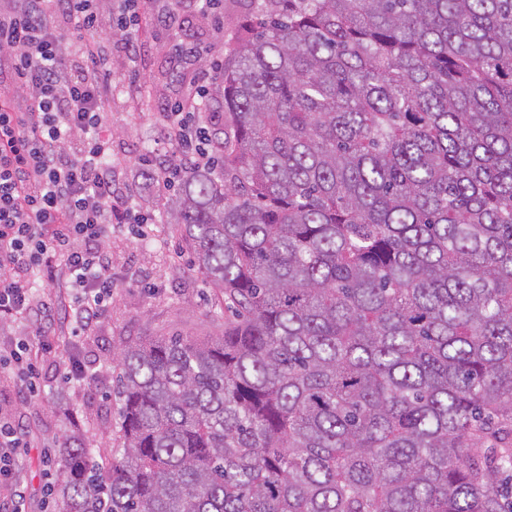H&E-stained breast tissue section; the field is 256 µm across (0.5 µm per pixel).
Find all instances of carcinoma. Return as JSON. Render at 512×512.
Listing matches in <instances>:
<instances>
[{"instance_id": "cac0c4a2", "label": "carcinoma", "mask_w": 512, "mask_h": 512, "mask_svg": "<svg viewBox=\"0 0 512 512\" xmlns=\"http://www.w3.org/2000/svg\"><path fill=\"white\" fill-rule=\"evenodd\" d=\"M170 223L224 333L117 351L55 512H512V0H249Z\"/></svg>"}]
</instances>
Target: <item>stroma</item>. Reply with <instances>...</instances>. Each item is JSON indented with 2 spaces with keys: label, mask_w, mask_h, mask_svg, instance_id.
Masks as SVG:
<instances>
[{
  "label": "stroma",
  "mask_w": 512,
  "mask_h": 512,
  "mask_svg": "<svg viewBox=\"0 0 512 512\" xmlns=\"http://www.w3.org/2000/svg\"><path fill=\"white\" fill-rule=\"evenodd\" d=\"M157 0H140L141 22L136 37L143 50L128 54L122 44L106 46L109 59L106 81L112 87L108 127L112 131V176L128 189L134 211L153 215L146 239H136L128 227L112 231V308L109 315L88 330L78 344L61 343L42 354V339L29 331L31 355L37 358L38 392L24 398V383L13 369L0 367V412L11 416L25 432L11 478L0 481V504L23 494L27 512H45L47 486L56 481L45 453L67 430L82 434L94 457H109L121 445V403L112 390L119 343L144 341L156 336L221 335L228 313L221 293L213 288L193 263L176 225L166 218L173 195L162 179L148 177L138 159L151 155L178 162L176 146L163 135V105L179 98L189 72L173 69L172 33L158 27ZM247 0H224V29L196 30L199 41L212 43L217 59L230 56L238 40V22L248 13ZM78 355L86 371L83 381L66 377L71 355Z\"/></svg>",
  "instance_id": "35a3bbf8"
}]
</instances>
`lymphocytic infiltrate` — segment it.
Segmentation results:
<instances>
[{
  "mask_svg": "<svg viewBox=\"0 0 512 512\" xmlns=\"http://www.w3.org/2000/svg\"><path fill=\"white\" fill-rule=\"evenodd\" d=\"M103 0H7L0 8V53L12 60L0 79V329L24 323L45 336L52 352L57 320L71 336L84 335L112 298L107 247L113 227L148 223L115 187L107 127L112 90L102 73L105 43L121 33L137 53L138 0H121L112 31L102 30ZM69 32H62L59 21ZM158 25L175 30V66L192 63L186 95L165 103V136L190 167H212L209 127L197 102L208 76L195 63L209 49L169 7ZM23 108H16L15 99ZM71 292L66 307L51 293Z\"/></svg>",
  "mask_w": 512,
  "mask_h": 512,
  "instance_id": "f902f5d3",
  "label": "lymphocytic infiltrate"
}]
</instances>
